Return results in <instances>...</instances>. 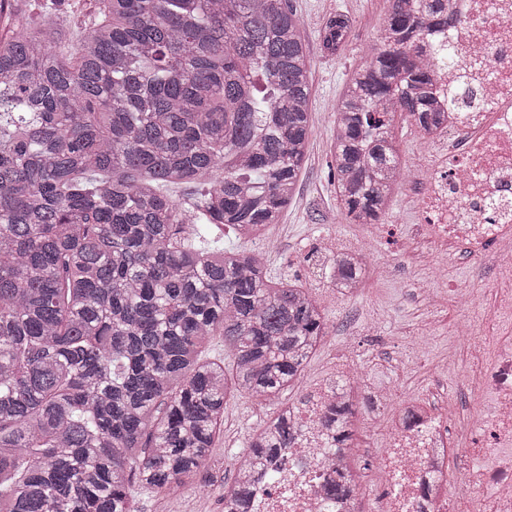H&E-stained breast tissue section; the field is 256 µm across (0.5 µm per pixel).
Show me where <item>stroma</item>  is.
I'll return each mask as SVG.
<instances>
[{"label": "stroma", "instance_id": "1", "mask_svg": "<svg viewBox=\"0 0 512 512\" xmlns=\"http://www.w3.org/2000/svg\"><path fill=\"white\" fill-rule=\"evenodd\" d=\"M302 19V31L311 63L312 134L303 174L293 202L270 229L276 243L269 247L266 267L273 280L303 279L314 296L324 294L321 274L302 275L305 247L319 234L343 244L353 243L362 231L350 223L336 198L331 176L330 146L335 115L331 110L346 82L380 38V25L388 10L387 0H290ZM344 11L354 20L345 50L324 55L318 32L325 20ZM474 281L485 301H492L496 286L493 270L474 276L473 263L463 251H456L447 269L437 273L423 270L414 256L397 240L381 242L375 255L366 259L363 286L353 296H338L326 302L329 335L309 359L301 383L309 385L340 351L344 339H352L357 368L367 385L377 391L398 390L415 397L426 393L433 383L447 391L461 389L471 361L450 331L461 315L454 289ZM438 290L437 310H428L415 291L420 286ZM429 337V350L421 361L408 359L404 339ZM272 416L271 406L252 397L231 400L224 409V426L214 454L197 483L176 494L160 497L148 491L136 495V512H155L165 502L167 512H222V493L232 482L233 460L248 445L251 433ZM375 435L365 418H357L349 463L359 483L376 489L382 476L372 464Z\"/></svg>", "mask_w": 512, "mask_h": 512}]
</instances>
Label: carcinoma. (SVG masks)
<instances>
[{
	"label": "carcinoma",
	"mask_w": 512,
	"mask_h": 512,
	"mask_svg": "<svg viewBox=\"0 0 512 512\" xmlns=\"http://www.w3.org/2000/svg\"><path fill=\"white\" fill-rule=\"evenodd\" d=\"M0 512H134L132 484L174 493L211 458L224 405L274 406L237 460L224 512H251L296 438L279 410L329 333L307 289L260 252L195 247L197 224L250 240L296 195L309 139L310 64L288 0H97L64 31L0 0ZM448 0H397L334 107L331 176L345 216L377 224L401 184L392 118L444 113L423 25ZM353 19L330 16L323 53ZM360 288L364 261H332ZM224 339L232 376L202 349ZM353 412L336 406L348 503Z\"/></svg>",
	"instance_id": "carcinoma-1"
}]
</instances>
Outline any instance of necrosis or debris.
Listing matches in <instances>:
<instances>
[{"instance_id":"obj_1","label":"necrosis or debris","mask_w":512,"mask_h":512,"mask_svg":"<svg viewBox=\"0 0 512 512\" xmlns=\"http://www.w3.org/2000/svg\"><path fill=\"white\" fill-rule=\"evenodd\" d=\"M448 16L447 25H427L420 42L435 64L434 92L449 105L447 126L425 141L448 151L426 164L412 195L411 250L440 267L449 245L467 249L476 268L498 275L494 316L512 318V0H450ZM453 333L464 339L472 362L466 388L480 406L467 412L459 396L438 392L423 400L368 393L371 417L387 420L376 431L373 462L384 486L371 512H512V335H489L473 320ZM358 381L354 348L343 346L334 371L295 402L298 436L276 478L258 488L254 512H323L336 468L326 410ZM435 477L457 484V495L430 496Z\"/></svg>"}]
</instances>
